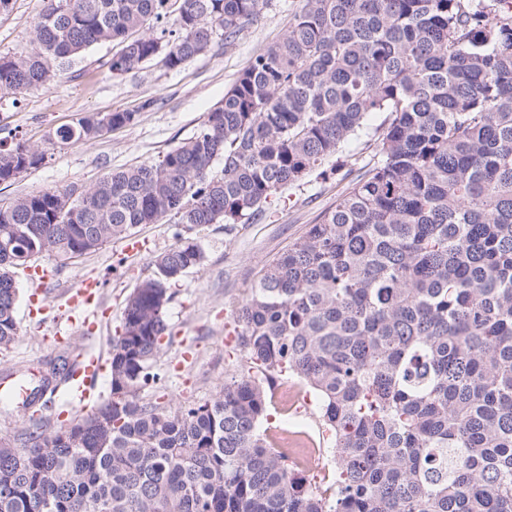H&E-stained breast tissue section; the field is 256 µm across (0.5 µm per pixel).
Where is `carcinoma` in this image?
Here are the masks:
<instances>
[{"label": "carcinoma", "mask_w": 512, "mask_h": 512, "mask_svg": "<svg viewBox=\"0 0 512 512\" xmlns=\"http://www.w3.org/2000/svg\"><path fill=\"white\" fill-rule=\"evenodd\" d=\"M45 0L39 51L0 58V93L119 41L110 70L176 69L232 39L264 0ZM161 37L139 34L149 22ZM381 113L379 159L261 269L235 315L245 364L185 411L145 403L169 286L205 261L190 237L154 262L112 342L109 397L0 445V512H512V0H300L198 131L81 192L0 209V352L16 341L15 270L61 265L143 224H246ZM84 117L76 144L134 121ZM45 152L0 138V184ZM223 164V176L210 171ZM67 358L26 403L38 404ZM320 404L332 493L259 432L277 380Z\"/></svg>", "instance_id": "obj_1"}]
</instances>
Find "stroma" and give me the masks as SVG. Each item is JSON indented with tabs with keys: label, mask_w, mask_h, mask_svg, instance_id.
<instances>
[{
	"label": "stroma",
	"mask_w": 512,
	"mask_h": 512,
	"mask_svg": "<svg viewBox=\"0 0 512 512\" xmlns=\"http://www.w3.org/2000/svg\"><path fill=\"white\" fill-rule=\"evenodd\" d=\"M297 4L298 0H268L233 43L215 35L210 52L176 70L156 58L128 73L112 74L109 62L118 47L103 43L66 62L49 87L0 93V138L18 137L47 153L42 165L0 184V208L49 189L87 188L107 173L162 159L221 103L250 59L283 37ZM42 8L43 0H12L9 10L0 12V56L18 59L34 52V22ZM122 111L135 112V120L79 144L52 140L58 127L84 116ZM382 121V115H372L366 128L343 144L338 159L344 166L352 163L361 168L374 162ZM350 185L343 169L326 176L313 174L278 190L251 223L191 230L205 261L170 287L169 329L156 356L161 379L142 391L144 401L175 411L199 405L237 375L241 353L236 308L260 270L333 208L337 196ZM176 230V224L167 220L143 225L135 231L144 246L139 254H127L124 241L115 240L69 265L52 266V276L43 285L47 299L34 314L29 311L30 271L18 269L14 275L17 338L9 352L0 354V377L23 374L35 360L41 369H48L66 348L78 354L97 350L109 355L126 297L151 274L155 258L175 243ZM87 277L100 281L102 304L110 308V316L96 331L69 332L62 342H54L58 296Z\"/></svg>",
	"instance_id": "obj_1"
}]
</instances>
